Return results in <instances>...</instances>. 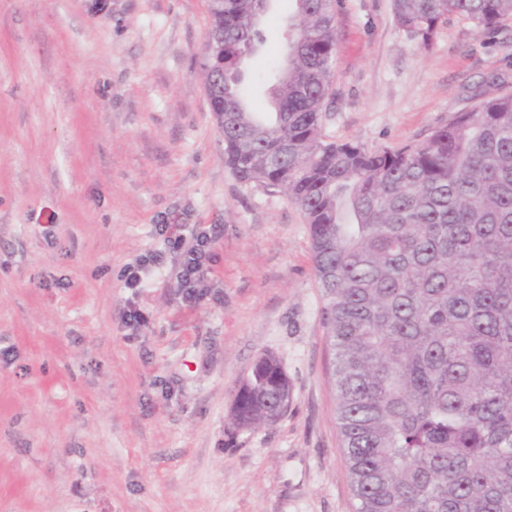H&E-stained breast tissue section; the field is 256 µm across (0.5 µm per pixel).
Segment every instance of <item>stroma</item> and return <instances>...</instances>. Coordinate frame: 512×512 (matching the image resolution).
<instances>
[{
    "instance_id": "stroma-1",
    "label": "stroma",
    "mask_w": 512,
    "mask_h": 512,
    "mask_svg": "<svg viewBox=\"0 0 512 512\" xmlns=\"http://www.w3.org/2000/svg\"><path fill=\"white\" fill-rule=\"evenodd\" d=\"M291 0L242 63L251 110ZM209 0H0V512H353L302 212L224 161L201 63ZM512 90V17L429 48L391 0H340L326 140L417 144ZM51 233H44V225ZM160 224L213 227L187 298ZM148 285L127 270L151 254ZM292 391L234 431L264 353Z\"/></svg>"
}]
</instances>
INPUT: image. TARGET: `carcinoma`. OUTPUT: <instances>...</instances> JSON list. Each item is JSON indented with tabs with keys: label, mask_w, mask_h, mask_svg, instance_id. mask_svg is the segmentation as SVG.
I'll use <instances>...</instances> for the list:
<instances>
[{
	"label": "carcinoma",
	"mask_w": 512,
	"mask_h": 512,
	"mask_svg": "<svg viewBox=\"0 0 512 512\" xmlns=\"http://www.w3.org/2000/svg\"><path fill=\"white\" fill-rule=\"evenodd\" d=\"M272 115L248 109L242 59L268 0H211L205 83L224 160L278 189L309 227L354 512H512V92L457 112L422 143L326 142L339 0H294ZM431 45L448 16L491 34L512 0H392ZM288 376L271 354L240 383L236 430L275 423Z\"/></svg>",
	"instance_id": "carcinoma-1"
}]
</instances>
